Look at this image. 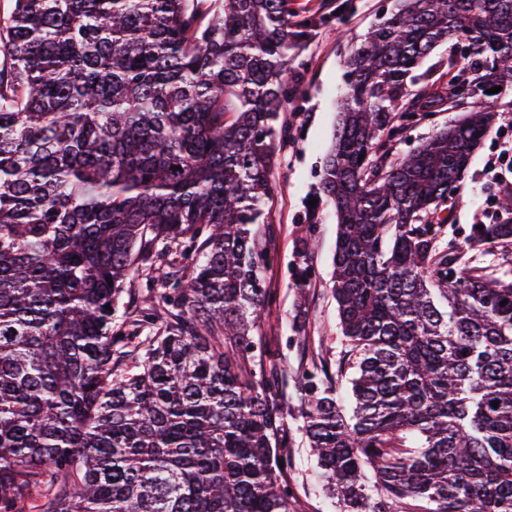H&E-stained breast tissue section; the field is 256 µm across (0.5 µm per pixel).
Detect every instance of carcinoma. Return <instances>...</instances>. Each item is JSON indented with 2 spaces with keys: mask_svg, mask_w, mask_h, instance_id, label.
<instances>
[{
  "mask_svg": "<svg viewBox=\"0 0 512 512\" xmlns=\"http://www.w3.org/2000/svg\"><path fill=\"white\" fill-rule=\"evenodd\" d=\"M327 19L291 0H15L0 24V512H291L286 377L247 363L273 301L257 232L296 95L285 72ZM459 41L461 73L413 92L419 64ZM344 68L320 186L353 406L327 364L306 369L308 448L342 512H512V278L468 257L512 248V224L445 241L494 113L387 162L417 115L463 103L458 85L512 88V0H393ZM176 242L185 262L140 310L155 334L114 331L137 261Z\"/></svg>",
  "mask_w": 512,
  "mask_h": 512,
  "instance_id": "cac0c4a2",
  "label": "carcinoma"
}]
</instances>
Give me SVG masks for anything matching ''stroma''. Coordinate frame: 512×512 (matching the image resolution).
<instances>
[{
    "mask_svg": "<svg viewBox=\"0 0 512 512\" xmlns=\"http://www.w3.org/2000/svg\"><path fill=\"white\" fill-rule=\"evenodd\" d=\"M386 8V0H349L347 13L319 25L286 73L298 95L280 115L288 127V144L273 157L274 193L266 205L269 224L262 228L261 238L272 257L265 281L273 294L263 333L277 341L280 366L292 386L311 361L333 366L345 354L331 292L337 218L334 207L319 193V181L338 124V104L348 87L343 58ZM464 63L459 49L442 45L418 69L417 85L448 82ZM492 109L495 120L471 155L461 195L448 216V238L458 245L469 241L477 225L512 221V213L498 205L506 187L512 186V90L495 96ZM465 115L464 108L439 106L429 117L414 121L406 139L396 145L395 156L408 153ZM306 238L314 245L311 275L306 286L298 288L294 285L298 244ZM302 424L300 416L288 419L294 438L288 480L297 512H338L335 499L322 487Z\"/></svg>",
    "mask_w": 512,
    "mask_h": 512,
    "instance_id": "stroma-1",
    "label": "stroma"
}]
</instances>
